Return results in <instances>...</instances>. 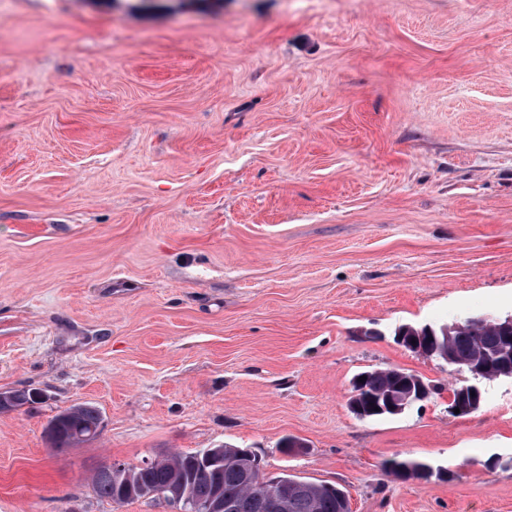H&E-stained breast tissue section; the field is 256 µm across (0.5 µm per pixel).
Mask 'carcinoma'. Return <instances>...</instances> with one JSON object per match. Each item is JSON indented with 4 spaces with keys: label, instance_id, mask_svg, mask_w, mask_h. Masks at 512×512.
I'll list each match as a JSON object with an SVG mask.
<instances>
[{
    "label": "carcinoma",
    "instance_id": "cac0c4a2",
    "mask_svg": "<svg viewBox=\"0 0 512 512\" xmlns=\"http://www.w3.org/2000/svg\"><path fill=\"white\" fill-rule=\"evenodd\" d=\"M397 332L408 336H425L421 346L427 357L445 362L452 361L448 371L457 374L471 373L472 365L483 351L499 345L501 332L490 318H470L450 331L441 325L424 330L413 325H403ZM365 376L361 391L366 397L363 404L372 400L382 402L388 395L399 394L408 383L423 380L411 372H398L393 367L361 372ZM99 411L90 405H76L57 414L48 431V442L54 448H70L96 437L95 428ZM258 457L244 448L224 444L213 449L207 463L196 453L174 452L161 459L139 467L107 472L98 470L93 477L97 493L115 503L144 498L151 491L177 493L183 498L206 502L218 495L224 505L223 512H349L346 493L338 492V485L303 480L291 474L288 479V496L275 498L259 467L252 466ZM385 468L395 478L426 481L432 476L431 466L414 459H391Z\"/></svg>",
    "mask_w": 512,
    "mask_h": 512
}]
</instances>
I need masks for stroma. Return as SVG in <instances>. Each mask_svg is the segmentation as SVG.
Returning a JSON list of instances; mask_svg holds the SVG:
<instances>
[{
  "mask_svg": "<svg viewBox=\"0 0 512 512\" xmlns=\"http://www.w3.org/2000/svg\"><path fill=\"white\" fill-rule=\"evenodd\" d=\"M509 315L512 0H0V390L44 395L0 413V512H173L92 476L224 443L350 512H512V381L348 409L462 383L400 326ZM361 376H366L365 381L362 382L360 387L362 388L361 394L366 398H371L372 402L374 401L381 404L391 393L400 394L404 391L409 381L415 383L416 380H418L426 384H431L430 381L425 380L417 374L408 371L403 373L402 369L401 372H397L395 367L363 371L353 378L352 384L354 380ZM424 383H419L416 389H411V391L399 398L388 397L387 404L389 408L398 412L408 405H413L428 399L431 394V389ZM99 416V411L93 406H72L54 416L47 440L54 448H70L90 441L100 432L101 421L96 428ZM385 468L395 478L403 481L410 479L427 481L433 474L429 472V470L432 469L429 464L414 459L387 460L385 462ZM405 471H412V473L409 475L406 474Z\"/></svg>",
  "mask_w": 512,
  "mask_h": 512,
  "instance_id": "1",
  "label": "stroma"
}]
</instances>
